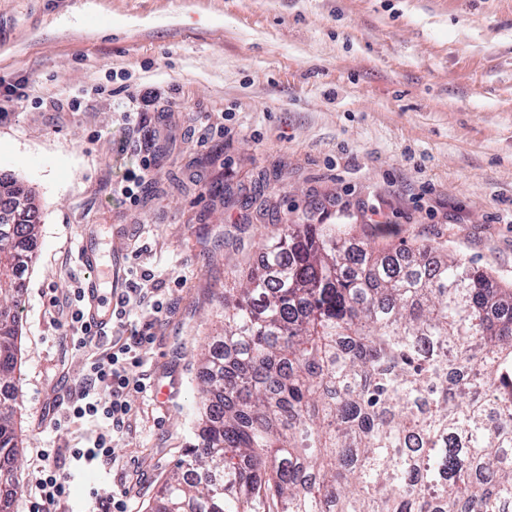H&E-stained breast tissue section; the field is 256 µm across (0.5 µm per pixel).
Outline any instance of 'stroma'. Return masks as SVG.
Masks as SVG:
<instances>
[{
  "label": "stroma",
  "mask_w": 512,
  "mask_h": 512,
  "mask_svg": "<svg viewBox=\"0 0 512 512\" xmlns=\"http://www.w3.org/2000/svg\"><path fill=\"white\" fill-rule=\"evenodd\" d=\"M24 82L30 97L0 117V174L33 191L38 224L10 512H33L37 449L78 434L46 414L95 354L59 314L87 277L82 239L104 259L126 246L170 310L120 465L77 470L72 512L96 486L128 487L130 512H148L190 440L224 291L284 225L334 224L378 250L440 245L512 285V0H0V83ZM146 89L127 128L119 104ZM145 146L132 202L115 188Z\"/></svg>",
  "instance_id": "1"
}]
</instances>
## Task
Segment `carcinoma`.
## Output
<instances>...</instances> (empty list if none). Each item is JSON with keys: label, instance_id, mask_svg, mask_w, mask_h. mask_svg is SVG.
<instances>
[{"label": "carcinoma", "instance_id": "carcinoma-1", "mask_svg": "<svg viewBox=\"0 0 512 512\" xmlns=\"http://www.w3.org/2000/svg\"><path fill=\"white\" fill-rule=\"evenodd\" d=\"M0 464L18 469L13 312L33 197L0 177ZM197 443L152 512H512V288L427 244L288 224L224 292Z\"/></svg>", "mask_w": 512, "mask_h": 512}]
</instances>
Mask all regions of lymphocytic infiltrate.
<instances>
[{"mask_svg": "<svg viewBox=\"0 0 512 512\" xmlns=\"http://www.w3.org/2000/svg\"><path fill=\"white\" fill-rule=\"evenodd\" d=\"M159 292V281L152 271L133 276L125 296L112 311L113 321H122L132 304L147 310L154 320L161 319L168 307ZM154 341L151 323H147L131 329L129 336L117 337L111 349L85 364L83 380L68 401L65 417L53 421L57 427L65 422L85 425L79 446L65 453L75 463H116L114 442L130 428L135 414L129 397L148 388L140 368L143 351ZM65 454L57 448L40 451L43 465L32 485L40 498L37 512H67L73 474L59 464Z\"/></svg>", "mask_w": 512, "mask_h": 512, "instance_id": "lymphocytic-infiltrate-1", "label": "lymphocytic infiltrate"}]
</instances>
